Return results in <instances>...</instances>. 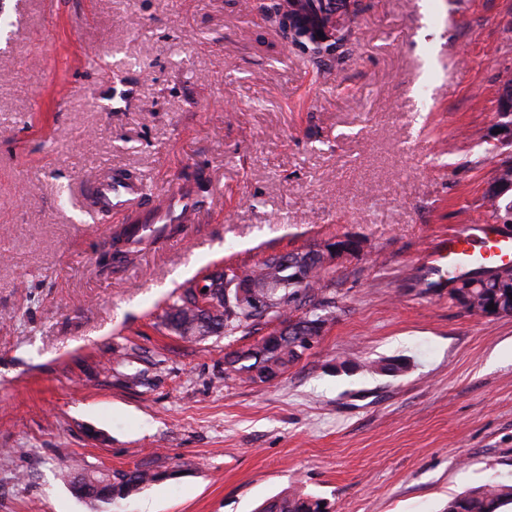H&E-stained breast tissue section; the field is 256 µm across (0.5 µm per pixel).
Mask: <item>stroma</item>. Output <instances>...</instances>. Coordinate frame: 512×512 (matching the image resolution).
Masks as SVG:
<instances>
[{
  "label": "stroma",
  "instance_id": "obj_1",
  "mask_svg": "<svg viewBox=\"0 0 512 512\" xmlns=\"http://www.w3.org/2000/svg\"><path fill=\"white\" fill-rule=\"evenodd\" d=\"M276 0H0V512H91L62 471L164 473L109 512H444L512 482V315L427 295L420 251L486 221L512 0H354L330 52ZM96 55L89 63L86 52ZM206 174L195 224L101 264L122 228L82 181ZM350 236L336 307L269 383L165 310L227 265ZM399 359L403 372H382ZM288 21V28L290 30L291 38L288 37V34L284 30L285 37L290 39L291 41H296L297 37L300 41L308 40L310 42H315L320 36L322 37L326 31L317 30L312 26L308 25L305 21L293 16L288 15L286 18ZM317 32H321V35H317ZM320 504L324 507L320 508ZM330 509L323 498L288 488L264 500L254 512H330Z\"/></svg>",
  "mask_w": 512,
  "mask_h": 512
}]
</instances>
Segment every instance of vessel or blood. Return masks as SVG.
<instances>
[{"label": "vessel or blood", "instance_id": "b4317fda", "mask_svg": "<svg viewBox=\"0 0 512 512\" xmlns=\"http://www.w3.org/2000/svg\"><path fill=\"white\" fill-rule=\"evenodd\" d=\"M83 186L94 208L123 213L130 225L194 224L202 207L201 198L185 187L161 190L149 197L139 183L97 174L86 177ZM511 262L512 238L499 235L491 224H462L424 250L422 284L438 292L454 278Z\"/></svg>", "mask_w": 512, "mask_h": 512}]
</instances>
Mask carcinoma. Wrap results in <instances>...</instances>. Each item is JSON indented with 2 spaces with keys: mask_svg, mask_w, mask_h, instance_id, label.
Instances as JSON below:
<instances>
[{
  "mask_svg": "<svg viewBox=\"0 0 512 512\" xmlns=\"http://www.w3.org/2000/svg\"><path fill=\"white\" fill-rule=\"evenodd\" d=\"M291 40L314 42L319 38L317 29L290 15L287 18ZM491 202V217L495 221H512V161L502 162L496 169L493 182L487 190ZM271 256L253 266H226L224 271L208 277L205 288H185L165 312V325L173 323L182 328L179 336L187 342L197 343L208 336L222 333L226 336L260 325L263 319L325 324L324 308L332 307L334 300L326 295V271L314 268L308 272L293 267L288 270L274 265ZM244 277L257 286V292L268 293L274 310L262 318L236 302V288L232 283ZM207 296L209 313L204 315L194 304L196 295ZM452 299L467 312L480 310L487 316L512 314V277H500L476 288L464 285L452 288ZM494 309H487L488 305ZM302 315H296L297 311ZM303 351L290 336L282 339L276 350L257 344L240 349L224 357V374L252 383H264L265 372L276 368L284 373L302 357ZM162 479L156 472L136 468L121 471L98 469L88 479L94 491L92 502L100 503L104 497L122 499L139 493L145 486ZM512 506V484L490 480L484 485L466 491L448 501L447 512H502ZM254 512H330L324 499L304 494L297 489H285L264 500Z\"/></svg>",
  "mask_w": 512,
  "mask_h": 512,
  "instance_id": "1",
  "label": "carcinoma"
}]
</instances>
